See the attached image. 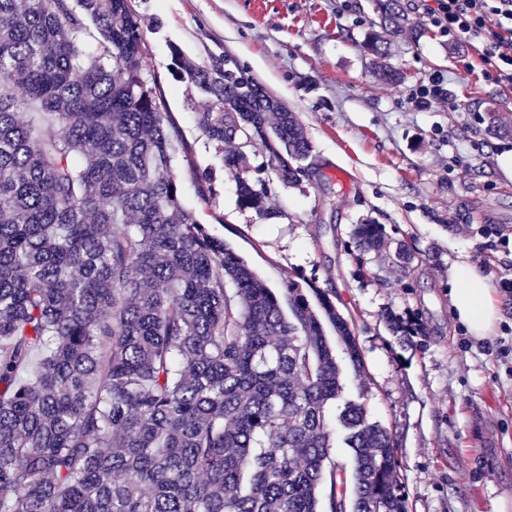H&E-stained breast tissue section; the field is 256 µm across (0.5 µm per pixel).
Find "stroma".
<instances>
[{
    "label": "stroma",
    "mask_w": 512,
    "mask_h": 512,
    "mask_svg": "<svg viewBox=\"0 0 512 512\" xmlns=\"http://www.w3.org/2000/svg\"><path fill=\"white\" fill-rule=\"evenodd\" d=\"M375 0H132L145 32L142 75L161 91L177 131L171 167L182 204L224 239L278 298L291 283L320 288L351 320L365 374L337 350L342 395L397 443L410 512H512V179L496 158L512 150V89L457 67V48L402 0L420 37L392 48L406 75L381 82L364 43ZM227 68L296 113L316 168L300 184L273 179L261 143L246 146L269 180L266 213L242 208L197 115L214 107L180 69ZM448 76L456 105L421 111L408 100L430 74ZM213 173L202 193L196 170ZM384 225L416 258L358 255L354 225ZM469 259L489 278L501 313L477 340L454 320L448 274ZM414 317L423 334L395 336L386 318Z\"/></svg>",
    "instance_id": "stroma-1"
}]
</instances>
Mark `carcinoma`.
<instances>
[{"mask_svg":"<svg viewBox=\"0 0 512 512\" xmlns=\"http://www.w3.org/2000/svg\"><path fill=\"white\" fill-rule=\"evenodd\" d=\"M378 2L367 48L397 84L399 0ZM144 44L131 0H0V512H321L342 393L325 325L360 376L353 325L318 288V309L294 283L283 309L182 205ZM180 66L217 100L210 139L261 142L284 185L308 175L297 116L262 84ZM224 169L265 212L246 153ZM353 240L391 245L380 224ZM336 421L352 489L330 473L331 512H409L391 433L351 401ZM326 419L330 425L332 430V446L334 448L330 449V461L327 463V474L324 484L321 486V496L323 498V504L325 508L323 510L328 511V493H329V471L333 469L336 463L341 464L345 467L347 474H350L351 471V452L349 448L342 442V436L338 430L336 425V403H331L327 407L326 411Z\"/></svg>","mask_w":512,"mask_h":512,"instance_id":"obj_1","label":"carcinoma"}]
</instances>
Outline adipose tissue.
Segmentation results:
<instances>
[{
  "label": "adipose tissue",
  "instance_id": "1",
  "mask_svg": "<svg viewBox=\"0 0 512 512\" xmlns=\"http://www.w3.org/2000/svg\"><path fill=\"white\" fill-rule=\"evenodd\" d=\"M448 297L456 319L470 335L490 336L500 318L488 278L471 262H457L448 279Z\"/></svg>",
  "mask_w": 512,
  "mask_h": 512
}]
</instances>
